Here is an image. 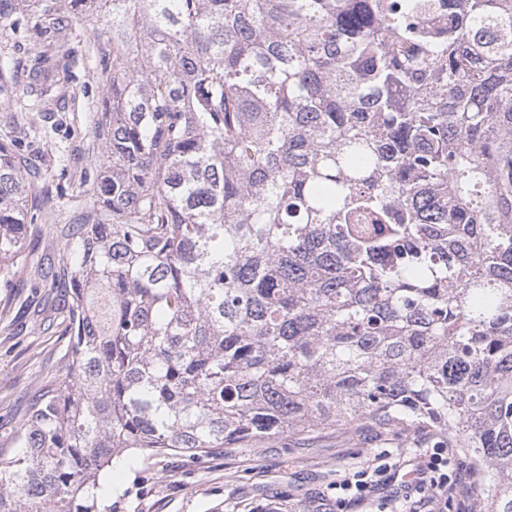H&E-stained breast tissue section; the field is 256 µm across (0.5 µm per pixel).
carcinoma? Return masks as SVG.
I'll return each instance as SVG.
<instances>
[{"label":"carcinoma","instance_id":"1","mask_svg":"<svg viewBox=\"0 0 512 512\" xmlns=\"http://www.w3.org/2000/svg\"><path fill=\"white\" fill-rule=\"evenodd\" d=\"M107 16L103 176L51 269L65 374L0 512H108L104 472L370 423L512 512V0H59ZM69 52L25 96L64 97ZM0 141V273L53 200Z\"/></svg>","mask_w":512,"mask_h":512}]
</instances>
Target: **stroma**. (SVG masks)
Instances as JSON below:
<instances>
[{"label": "stroma", "mask_w": 512, "mask_h": 512, "mask_svg": "<svg viewBox=\"0 0 512 512\" xmlns=\"http://www.w3.org/2000/svg\"><path fill=\"white\" fill-rule=\"evenodd\" d=\"M42 5L16 11L15 28L0 34V69L17 86L44 42L35 30ZM64 108L32 109L26 97L0 98V141L13 140L19 160L45 156L43 179L54 192L56 206L43 214L45 224H67L79 192L80 176L95 180L100 172L101 141L91 128L105 92L101 60L112 44L104 23L77 28L69 42ZM50 290L46 278L25 271L0 273V308L10 318L0 321V451H8L19 426L26 398L53 376L63 374L62 347L43 331L32 310ZM398 434L370 428L349 439L319 435L310 447L282 439L247 448H228L200 459L171 453L146 466H121L104 481L112 512H261L271 490L292 491V507L325 495L339 500L337 512H432L426 493L429 449L407 448ZM369 472L373 484L360 503L350 501L343 481ZM413 483H404L406 473Z\"/></svg>", "instance_id": "stroma-1"}]
</instances>
